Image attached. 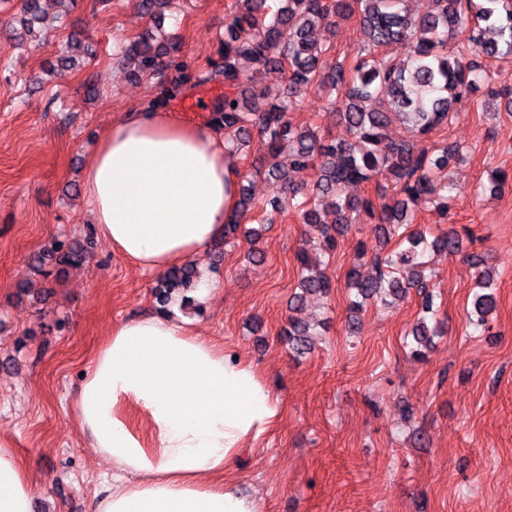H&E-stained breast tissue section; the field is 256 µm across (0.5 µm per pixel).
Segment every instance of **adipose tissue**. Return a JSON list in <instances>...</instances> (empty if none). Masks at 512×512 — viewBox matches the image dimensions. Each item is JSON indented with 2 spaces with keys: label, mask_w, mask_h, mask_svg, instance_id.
<instances>
[{
  "label": "adipose tissue",
  "mask_w": 512,
  "mask_h": 512,
  "mask_svg": "<svg viewBox=\"0 0 512 512\" xmlns=\"http://www.w3.org/2000/svg\"><path fill=\"white\" fill-rule=\"evenodd\" d=\"M241 178L216 126L134 110L115 119L83 175L99 237L142 269L196 261L237 211ZM146 417L133 430L129 406ZM73 411L112 467L91 512H259L225 474L278 420L281 403L258 371L182 322L149 316L113 325ZM37 485L0 437V512H35Z\"/></svg>",
  "instance_id": "1"
}]
</instances>
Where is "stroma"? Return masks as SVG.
<instances>
[{"instance_id": "obj_1", "label": "stroma", "mask_w": 512, "mask_h": 512, "mask_svg": "<svg viewBox=\"0 0 512 512\" xmlns=\"http://www.w3.org/2000/svg\"><path fill=\"white\" fill-rule=\"evenodd\" d=\"M49 23L38 36L22 27L20 0H0V435L40 490L35 512H90L112 468L89 448L73 416L81 375L112 325L156 312L159 279L112 253L77 191L82 173L113 119L140 108L208 122L224 101L218 68L224 26L236 0H172L155 16L139 0H43ZM177 47L184 70L134 74L118 45L144 35ZM326 68L353 63L363 42L359 15L316 29ZM89 59L50 76L68 39ZM189 100L195 112L184 111ZM292 121L326 140L344 138L325 91L309 88ZM392 137L435 154L458 145L450 169L458 194L449 210L429 204L413 229L434 238L448 228L458 250L426 249L433 304L443 325L425 357L408 335L423 298L411 291L392 306L366 304L348 330L351 270L357 246L379 243L374 224H353L325 259L328 295L311 296L299 316L317 332L314 349L293 356L283 340L300 267L297 254L317 239L289 198L261 173L258 144L237 154L253 207L242 218L262 228L263 257L251 261L238 238L197 265L217 291L180 318L225 353L253 364L281 402L277 423L227 473L261 512H512V190L482 192L492 172L512 177V109L474 92L447 126L422 135L393 124ZM92 235L90 258L56 277H36L30 256L56 240ZM480 255L496 300L485 325L469 322Z\"/></svg>"}]
</instances>
